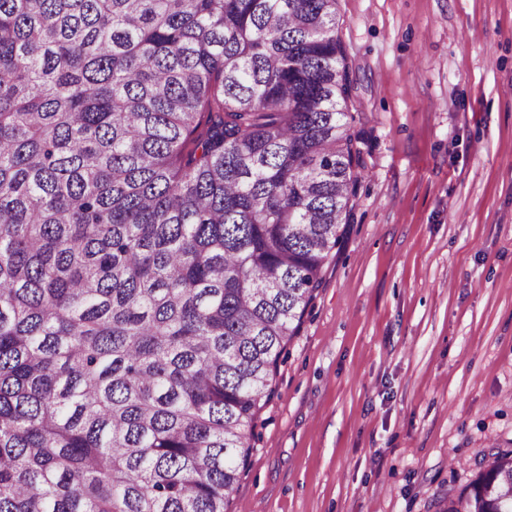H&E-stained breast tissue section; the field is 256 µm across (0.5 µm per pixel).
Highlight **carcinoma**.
Wrapping results in <instances>:
<instances>
[{
    "mask_svg": "<svg viewBox=\"0 0 512 512\" xmlns=\"http://www.w3.org/2000/svg\"><path fill=\"white\" fill-rule=\"evenodd\" d=\"M352 92L336 0H0V512H226ZM446 512H512V451Z\"/></svg>",
    "mask_w": 512,
    "mask_h": 512,
    "instance_id": "cac0c4a2",
    "label": "carcinoma"
}]
</instances>
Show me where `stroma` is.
<instances>
[{"mask_svg": "<svg viewBox=\"0 0 512 512\" xmlns=\"http://www.w3.org/2000/svg\"><path fill=\"white\" fill-rule=\"evenodd\" d=\"M364 171L227 512H445L512 450V0H336Z\"/></svg>", "mask_w": 512, "mask_h": 512, "instance_id": "35a3bbf8", "label": "stroma"}]
</instances>
